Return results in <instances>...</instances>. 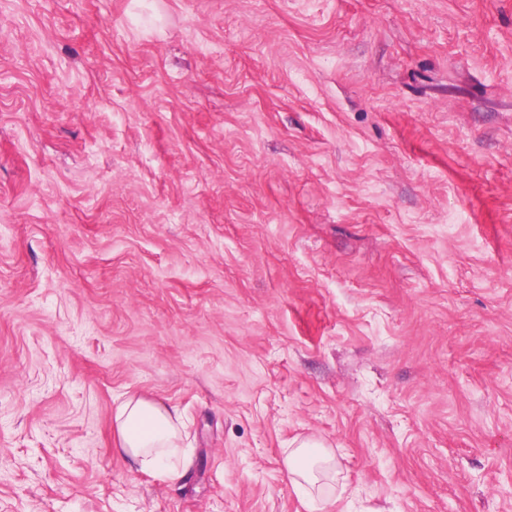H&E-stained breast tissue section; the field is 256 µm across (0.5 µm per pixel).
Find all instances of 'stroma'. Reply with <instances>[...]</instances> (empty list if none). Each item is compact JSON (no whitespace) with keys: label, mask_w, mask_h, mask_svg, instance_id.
<instances>
[{"label":"stroma","mask_w":512,"mask_h":512,"mask_svg":"<svg viewBox=\"0 0 512 512\" xmlns=\"http://www.w3.org/2000/svg\"><path fill=\"white\" fill-rule=\"evenodd\" d=\"M307 438L512 512V0H0V512H309ZM181 415L176 407L163 406L143 398L130 397L119 405L115 415L117 448L131 469L164 473L180 478L185 454L177 461V440Z\"/></svg>","instance_id":"stroma-1"}]
</instances>
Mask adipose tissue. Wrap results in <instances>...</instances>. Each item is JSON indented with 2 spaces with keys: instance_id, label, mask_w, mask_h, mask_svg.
<instances>
[{
  "instance_id": "ef3b65f1",
  "label": "adipose tissue",
  "mask_w": 512,
  "mask_h": 512,
  "mask_svg": "<svg viewBox=\"0 0 512 512\" xmlns=\"http://www.w3.org/2000/svg\"><path fill=\"white\" fill-rule=\"evenodd\" d=\"M180 424L177 408L128 398L119 405L115 415L116 451L131 469L179 479L180 464L175 457ZM285 463L295 490L308 500L312 512H321L327 501L323 482L335 473V458L319 442L309 438L289 449Z\"/></svg>"
}]
</instances>
